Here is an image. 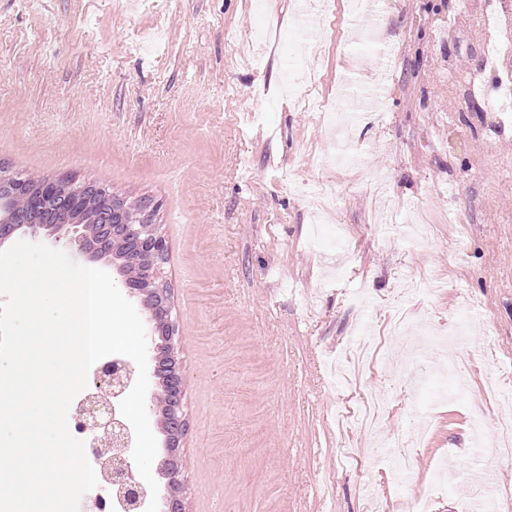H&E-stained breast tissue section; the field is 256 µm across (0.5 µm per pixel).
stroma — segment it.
<instances>
[{
    "mask_svg": "<svg viewBox=\"0 0 512 512\" xmlns=\"http://www.w3.org/2000/svg\"><path fill=\"white\" fill-rule=\"evenodd\" d=\"M300 2L260 47L228 38L253 0H0V166L158 203L186 512H468L512 396V0H375L378 39L334 0L319 56L281 42ZM343 90L381 100L358 169L301 104ZM399 312L468 316L459 376L390 346Z\"/></svg>",
    "mask_w": 512,
    "mask_h": 512,
    "instance_id": "stroma-1",
    "label": "stroma"
}]
</instances>
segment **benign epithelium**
<instances>
[{
  "instance_id": "benign-epithelium-1",
  "label": "benign epithelium",
  "mask_w": 512,
  "mask_h": 512,
  "mask_svg": "<svg viewBox=\"0 0 512 512\" xmlns=\"http://www.w3.org/2000/svg\"><path fill=\"white\" fill-rule=\"evenodd\" d=\"M10 199V195L0 196L1 249L20 238L40 243L62 242L88 260L100 261L112 255V245L119 239L116 225L112 224V213L132 211L145 224L143 236L135 238V246L137 265L148 270V277L138 282L128 279L126 288L152 320L147 348L150 376L161 390L158 423L164 435L162 471L166 477V482L158 489V512H185V489L176 478L188 430L184 413L185 378L179 359L176 327L171 318L170 289L166 288L163 280V265L169 245L158 225L153 223L157 206L142 207L115 196L107 208L92 215L86 224L77 219L43 221L38 211L20 221L5 212V202ZM100 372L107 380L108 389L89 394L77 405L75 418L82 425L85 442L91 444L106 488L116 489L126 512H143L150 502V488L137 476L131 460L115 453V449L126 448L132 441L130 427L117 417L113 403L129 390L132 378L115 360L105 362Z\"/></svg>"
}]
</instances>
